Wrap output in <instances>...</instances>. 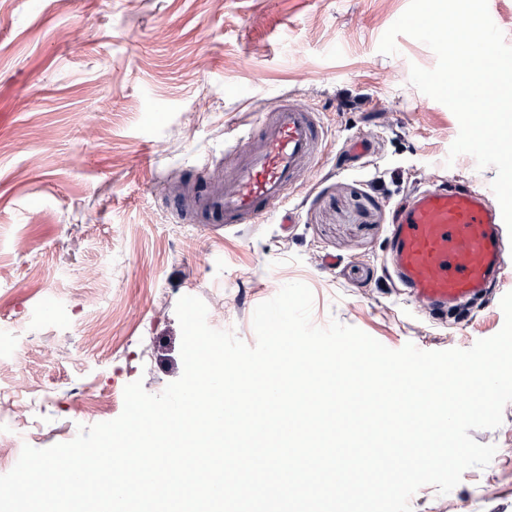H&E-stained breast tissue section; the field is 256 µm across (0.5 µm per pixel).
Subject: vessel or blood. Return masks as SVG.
Returning <instances> with one entry per match:
<instances>
[{
	"label": "vessel or blood",
	"instance_id": "vessel-or-blood-1",
	"mask_svg": "<svg viewBox=\"0 0 512 512\" xmlns=\"http://www.w3.org/2000/svg\"><path fill=\"white\" fill-rule=\"evenodd\" d=\"M325 133L318 114L294 100L254 113L235 151L242 164L223 188L197 185L193 207L173 203L187 224H256L271 213L289 224L288 191L311 163ZM480 187H429L398 205L389 230L390 275L400 296L436 312L481 296L512 271L500 207Z\"/></svg>",
	"mask_w": 512,
	"mask_h": 512
}]
</instances>
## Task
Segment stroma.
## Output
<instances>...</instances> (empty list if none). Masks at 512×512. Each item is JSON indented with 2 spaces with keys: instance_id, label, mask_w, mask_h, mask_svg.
I'll use <instances>...</instances> for the list:
<instances>
[{
  "instance_id": "stroma-1",
  "label": "stroma",
  "mask_w": 512,
  "mask_h": 512,
  "mask_svg": "<svg viewBox=\"0 0 512 512\" xmlns=\"http://www.w3.org/2000/svg\"><path fill=\"white\" fill-rule=\"evenodd\" d=\"M409 0H0V321L19 358L0 365L16 407H43L30 446L71 441L76 402L124 407L183 371L180 297L256 342L252 315L285 284L313 294L312 322L387 348L468 349L497 334L499 299L441 317L405 306L385 266L396 203L428 183H491L448 160L459 124L409 81L434 52L406 35L378 50ZM293 94L327 127L319 165L288 194L292 224H184L172 198L238 166L230 147L261 105ZM374 146L355 161L347 136ZM335 258L327 267L326 258ZM474 440L497 452L413 512H512V402Z\"/></svg>"
}]
</instances>
